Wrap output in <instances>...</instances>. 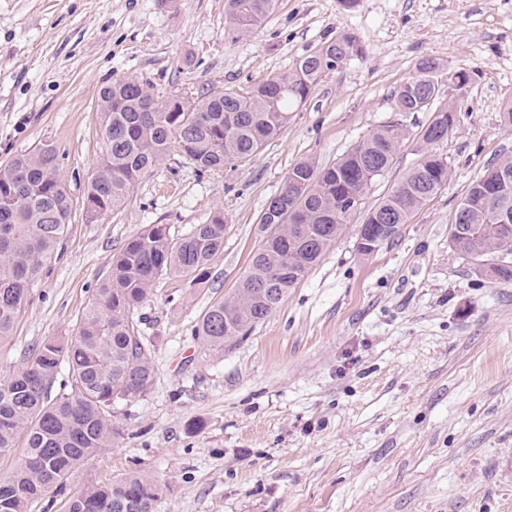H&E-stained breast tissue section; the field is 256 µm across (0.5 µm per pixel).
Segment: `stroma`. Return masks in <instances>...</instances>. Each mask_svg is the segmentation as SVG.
I'll return each mask as SVG.
<instances>
[{
  "label": "stroma",
  "instance_id": "stroma-1",
  "mask_svg": "<svg viewBox=\"0 0 512 512\" xmlns=\"http://www.w3.org/2000/svg\"><path fill=\"white\" fill-rule=\"evenodd\" d=\"M340 33L362 55L324 73L250 161L202 174L171 154L120 210L86 219L102 87L132 77L161 97L245 90ZM428 58L439 88L449 72L470 75L437 147L446 188L366 256L351 218L274 315L224 350L201 348L191 329L245 270L288 170L333 163L382 125ZM510 107L512 0H276L249 36L228 29L224 0H0V165L52 145L72 201L56 255L0 341V376L71 332L145 225L178 237L214 212L227 220L205 287L153 285L140 315L154 387L115 411L123 438L71 490L145 472L165 488L155 512H512V281L474 274L448 246L469 184L512 155Z\"/></svg>",
  "mask_w": 512,
  "mask_h": 512
}]
</instances>
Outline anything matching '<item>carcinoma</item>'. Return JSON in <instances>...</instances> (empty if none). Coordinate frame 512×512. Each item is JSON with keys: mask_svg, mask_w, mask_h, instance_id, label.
<instances>
[{"mask_svg": "<svg viewBox=\"0 0 512 512\" xmlns=\"http://www.w3.org/2000/svg\"><path fill=\"white\" fill-rule=\"evenodd\" d=\"M275 0H224V19L240 36L255 33ZM362 53L357 38L341 34L296 60L288 73L268 77L247 90L202 87L160 98L146 80L125 78L101 88L98 111L105 151L88 182V209L100 216L119 210L136 185L179 152L200 173L235 168L276 139L293 112L304 105L322 75ZM440 63L421 62L397 92L390 120L344 152L336 162L293 165L280 191L260 215L258 240L231 293L212 303L192 327L204 347L222 350L246 338L281 306L335 244L383 176L403 141L408 112H432L414 133L417 164L370 209L361 223L394 241L411 215L448 183V160L436 146L453 126V103H438L434 74ZM512 176V156L488 167L467 188L457 209L466 229L448 234V246L462 259L491 254L509 258L479 275L512 281V189L494 194L501 175ZM71 200L50 145L15 157L0 167V340L13 335L17 317L44 262L58 247L70 222ZM224 213L174 237L165 224H148L112 256L110 272L95 288L76 327L42 343L20 368L0 378V453L26 447L12 474L0 479V512H52L69 479L112 448L123 431L114 410L148 395L155 381L154 345L143 336L138 312L153 284L164 277L206 284L212 260L224 252ZM67 365L65 379L57 376ZM59 390L53 391L54 383ZM163 490L148 474L96 482L68 496L65 512H154Z\"/></svg>", "mask_w": 512, "mask_h": 512, "instance_id": "carcinoma-1", "label": "carcinoma"}]
</instances>
